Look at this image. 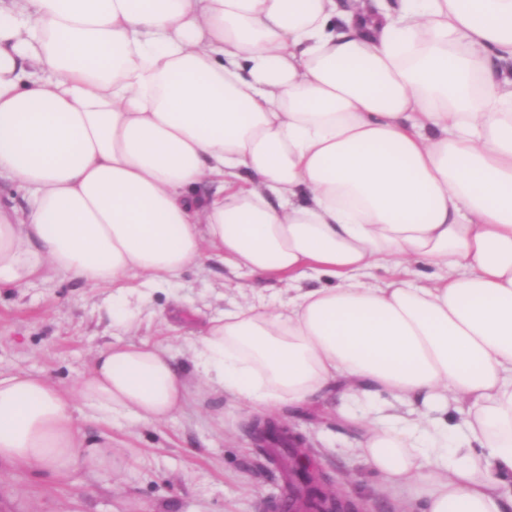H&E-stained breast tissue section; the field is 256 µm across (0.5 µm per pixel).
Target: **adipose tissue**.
Segmentation results:
<instances>
[{
  "instance_id": "adipose-tissue-1",
  "label": "adipose tissue",
  "mask_w": 512,
  "mask_h": 512,
  "mask_svg": "<svg viewBox=\"0 0 512 512\" xmlns=\"http://www.w3.org/2000/svg\"><path fill=\"white\" fill-rule=\"evenodd\" d=\"M511 64L512 0H0V288L108 285L128 330L136 279L210 256L296 285L212 317L190 378L123 340L69 388L0 372V466L113 471L81 421L195 389L334 396L420 512H512Z\"/></svg>"
}]
</instances>
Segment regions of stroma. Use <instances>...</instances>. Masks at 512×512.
Masks as SVG:
<instances>
[{
    "instance_id": "obj_1",
    "label": "stroma",
    "mask_w": 512,
    "mask_h": 512,
    "mask_svg": "<svg viewBox=\"0 0 512 512\" xmlns=\"http://www.w3.org/2000/svg\"><path fill=\"white\" fill-rule=\"evenodd\" d=\"M282 282L207 261L187 268L172 286L152 290L134 307L135 328L112 327V289L71 280L0 288V371L39 373L71 385L96 351L117 339L167 347L181 366L208 320L232 309L241 294L277 304ZM248 406L193 392L181 412L158 423L132 417L88 422L89 438L110 437L123 466L97 475L73 470L65 481L12 467L0 468V512H283L286 472L277 449L250 433ZM278 420L303 437L326 491L362 504L363 512H403L362 463L359 434L341 419L335 400L282 406Z\"/></svg>"
}]
</instances>
